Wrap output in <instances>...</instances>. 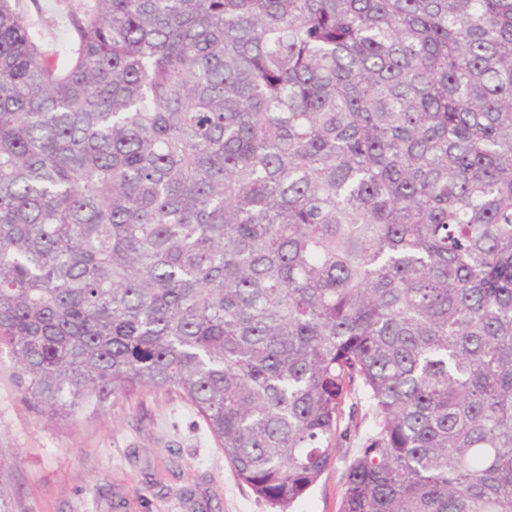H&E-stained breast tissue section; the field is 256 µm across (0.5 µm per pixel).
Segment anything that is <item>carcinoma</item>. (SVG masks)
Segmentation results:
<instances>
[{
	"label": "carcinoma",
	"mask_w": 512,
	"mask_h": 512,
	"mask_svg": "<svg viewBox=\"0 0 512 512\" xmlns=\"http://www.w3.org/2000/svg\"><path fill=\"white\" fill-rule=\"evenodd\" d=\"M0 0V358L177 390L276 512H512V0ZM20 6L27 22L60 59L66 51L71 53L75 35L71 15L79 13V0H21ZM369 420L361 422L359 428L352 426L347 438L343 439L334 465L328 469L313 485L304 497L293 507L295 512H337L341 479L345 461L354 456L357 448H361Z\"/></svg>",
	"instance_id": "cac0c4a2"
}]
</instances>
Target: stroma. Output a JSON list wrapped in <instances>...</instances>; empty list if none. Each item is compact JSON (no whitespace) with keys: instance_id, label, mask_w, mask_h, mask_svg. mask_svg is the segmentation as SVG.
<instances>
[{"instance_id":"35a3bbf8","label":"stroma","mask_w":512,"mask_h":512,"mask_svg":"<svg viewBox=\"0 0 512 512\" xmlns=\"http://www.w3.org/2000/svg\"><path fill=\"white\" fill-rule=\"evenodd\" d=\"M27 22L58 54L73 46L80 0H21ZM364 428L294 512H337L345 463ZM0 470L11 512H274L238 481L224 450L181 394L143 391L63 425L46 422L0 371Z\"/></svg>"}]
</instances>
